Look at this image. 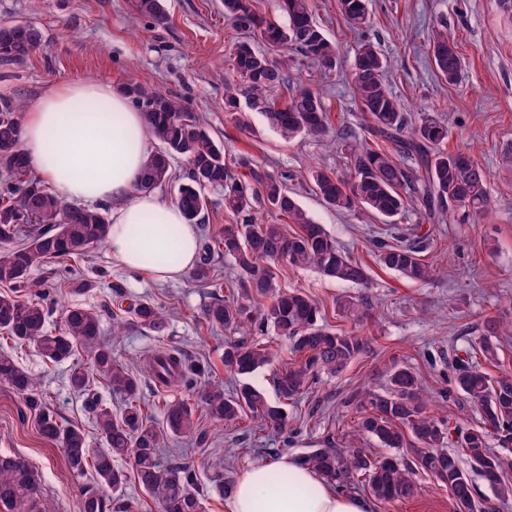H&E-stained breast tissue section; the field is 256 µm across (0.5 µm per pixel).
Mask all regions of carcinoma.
<instances>
[{
    "label": "carcinoma",
    "instance_id": "1",
    "mask_svg": "<svg viewBox=\"0 0 512 512\" xmlns=\"http://www.w3.org/2000/svg\"><path fill=\"white\" fill-rule=\"evenodd\" d=\"M252 0H223L224 18L235 27L262 41L271 51L299 52L325 69L336 66V43L329 40L317 23L309 0H283L288 22L278 24L258 15ZM349 25L359 29L367 22L368 0H338ZM131 10L157 22L164 20L162 0H130ZM0 63H25L43 47L42 33L19 20L0 22ZM432 56L437 70L453 83L462 62L454 42L443 33L433 42ZM235 77L224 83V107L230 121L247 125L240 102L262 112L269 126L286 139L298 136L325 137L329 118L318 94L309 88L297 90L284 105L267 98L283 82V68L251 42L235 44L231 52ZM386 64L369 40L359 43L353 64V97L365 115L372 134L389 141L394 151L374 150L365 143L347 150L349 169L310 170L316 193L336 210L362 209L385 224L404 215L409 200L416 199L432 215L454 211L463 219L484 217L493 209L487 191V172L468 154H449L440 149L448 138V127L427 117L420 126L406 131L407 120L398 100L388 88ZM123 93L144 113L151 136L161 144L150 154L140 174L137 190L151 191L170 180L171 161L186 162V182L179 185L176 204L186 223L198 224L206 209L204 189H224V208L236 223L224 224L211 233L200 249L193 280L212 283L216 279L211 263L221 254L233 263V290L216 297L203 311L211 327L250 336L257 330L271 331L290 345L292 362L273 375L279 401L272 403L264 392L247 382L257 371L270 365L272 350L258 342L228 339L224 343V367L246 379L231 395L213 385L199 363L178 353L153 357L149 374L162 385L181 384L192 389L209 417L231 422L249 415L256 429L283 431L288 424L286 406L294 402L322 373L336 372L363 353L366 340L342 334L320 323V308L299 290L281 289V267H312L340 282L365 285L369 275L363 264L342 252L324 231L301 209L288 185L249 167L250 178L235 177L226 164L224 148L201 127L180 96L149 93L136 82ZM23 103L0 98V333L16 345L31 344L52 363H71L69 382L78 393L91 391L96 372L112 393L125 402L120 414L108 406H92L95 423L106 447L91 448L83 430L65 425L50 410L37 389L35 379L12 354L0 351V382L25 395L41 433L61 443L68 463L81 477L94 470L96 480L112 489L105 497L86 491L83 512H128L124 500L127 475L115 465L130 458L140 487L158 505L160 512H208L209 504L197 487V475L187 465L161 466L159 452L164 436H187L195 432L187 403L168 401L163 421H152L142 410V380L112 354L103 341L99 315L74 304L62 308L58 329H47L49 309L40 296L42 284L30 278L32 268L87 256L108 240L110 222L106 208L65 206L43 182L33 176L20 145ZM263 203L272 212L288 217L298 226L293 233L281 224H266L253 215L254 205ZM377 261L385 269L410 281L426 282L432 266L423 261L418 245L380 241ZM25 291L29 297L19 296ZM339 314L359 319L364 311L351 296L337 301ZM171 312L150 300L128 306L126 316L112 325L120 335L131 325L156 333L164 331ZM500 327L487 325V335L464 351L455 361L454 385L480 412L479 422L462 428L432 415L421 393L416 373L407 366L392 369L382 393L365 391L358 395L353 433L375 440L382 448H401L405 435L421 445L423 452L412 464L392 455H374L367 448H337L326 440L325 447L305 452L300 460L314 468L321 483L353 494L367 491L384 503L411 498L416 489L414 476L422 471L448 488L458 512H477L471 474L480 475L498 499L512 498V479L504 476V452H512V382H492L477 356L495 357L492 338ZM498 436L499 448L490 447L489 435ZM454 447L458 453H447ZM0 512H41L37 507V480L29 463L16 455H0Z\"/></svg>",
    "mask_w": 512,
    "mask_h": 512
}]
</instances>
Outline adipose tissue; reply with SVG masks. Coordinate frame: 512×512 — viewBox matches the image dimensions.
<instances>
[{"instance_id": "ef3b65f1", "label": "adipose tissue", "mask_w": 512, "mask_h": 512, "mask_svg": "<svg viewBox=\"0 0 512 512\" xmlns=\"http://www.w3.org/2000/svg\"><path fill=\"white\" fill-rule=\"evenodd\" d=\"M149 141L142 112L110 86L85 80L54 86L29 103L22 151L59 198L111 203L113 259L152 279L175 280L195 262L197 229L184 222L176 203L137 191ZM171 249L179 263L143 260ZM275 467L289 476L276 488L268 484L267 465L242 468L224 512H372L370 501L323 485L294 457H280Z\"/></svg>"}]
</instances>
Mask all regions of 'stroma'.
<instances>
[{
  "label": "stroma",
  "mask_w": 512,
  "mask_h": 512,
  "mask_svg": "<svg viewBox=\"0 0 512 512\" xmlns=\"http://www.w3.org/2000/svg\"><path fill=\"white\" fill-rule=\"evenodd\" d=\"M316 21L336 41L340 57L335 71L324 72L300 54H293L283 85L273 99L284 101L298 88L323 96L330 117V137L356 133L379 149L383 140L370 137L351 93V63L359 38L371 40L386 58L387 84L399 101L409 126L432 115L448 127L444 147L466 152L490 174L488 186L496 207L487 220L459 224L446 217L425 220L416 203L396 226L389 227L363 212L328 208L306 179L310 168L343 169L340 148L299 137L292 141L269 128L260 112L247 113L249 130L228 120L224 112V60L239 33L224 19L222 0H163L166 17L157 23L132 12L129 0H0V20H23L40 29L44 47L21 65L0 64V97L31 102L48 88L94 80L120 90L136 80L148 91L185 97L214 140L231 161L246 157L267 175L286 180L315 223L337 245L365 264L368 287L328 279L314 269H283V290L299 289L321 310L323 324L339 332L364 336L365 352L341 372L321 375L288 407L285 432H255L250 417L215 423L182 386L157 387L146 378L145 359L163 347H179L191 360L211 366L213 384L232 392L236 378L224 369V330L208 329L202 314L219 290L183 276L156 282L118 264L109 247L92 259L34 268L33 279L45 281L51 303L48 329L60 325L61 306L74 303L101 316L102 336L114 354L145 378L143 402L154 421H162V404L185 401L205 444L190 437L167 438L160 450L162 466L176 463L195 469L209 512H224V481L235 479L245 465L262 460L267 448H284L286 455L321 447L334 434L337 447L349 440L358 413L355 395L363 389L382 390L391 367L406 365L419 376L431 412L448 414L461 426L476 424L480 414L464 396L451 390L452 363L461 350L484 335L494 318L512 325V7L502 0H369V24L350 30L336 0H310ZM451 32L463 59L457 83L446 82L430 60L429 45L442 31ZM421 225V256L436 274L414 283L382 268L376 258L377 240L408 237ZM85 292H75L77 282ZM352 295L366 313L356 322L339 316L336 302ZM174 309L164 334L145 328L112 333V310L141 299ZM39 382L48 406L63 421L79 426L90 447L104 439L84 396L68 382L69 366L44 360L32 346L0 340ZM0 453L18 455L35 471L49 512H80L85 485L91 477H76L59 442L39 430L25 398L0 382ZM412 498L376 504L374 512H457L446 487L431 476L416 477Z\"/></svg>",
  "instance_id": "35a3bbf8"
}]
</instances>
